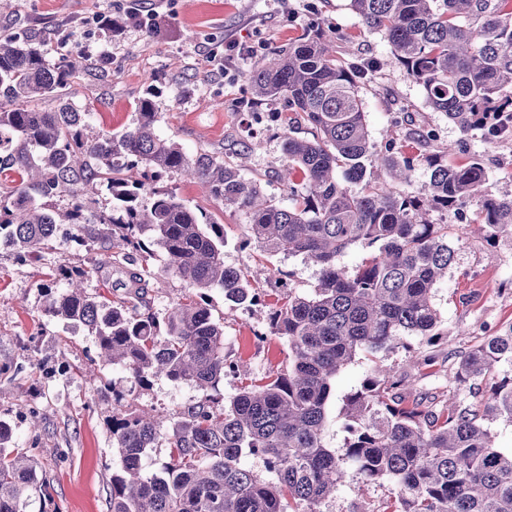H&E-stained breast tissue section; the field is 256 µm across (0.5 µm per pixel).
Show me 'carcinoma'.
I'll list each match as a JSON object with an SVG mask.
<instances>
[{
    "instance_id": "1",
    "label": "carcinoma",
    "mask_w": 512,
    "mask_h": 512,
    "mask_svg": "<svg viewBox=\"0 0 512 512\" xmlns=\"http://www.w3.org/2000/svg\"><path fill=\"white\" fill-rule=\"evenodd\" d=\"M369 32L392 46V63L424 91L427 105L467 135L498 133L512 120V0H350ZM334 31L316 26L265 56L249 74L259 100L288 101L282 148L288 206L260 181L207 152L187 153L156 131L150 96L136 103L135 124L89 134L90 112L65 94L79 65L47 58L44 35L0 33V246L20 258L63 246L60 226L96 254L62 267L64 290L47 295L53 319L82 325L98 338L100 357L120 363L141 384L155 377L194 383L202 396L171 421L117 409L109 430L118 467L110 512H322L348 468L392 487L382 512H512V451L495 443L488 422H512V377L490 396L435 410L413 395L414 380L376 367L345 396L346 436L328 446L329 404L341 373L361 355L407 347L406 337L440 336L435 292L454 261L448 225L428 219L474 201L488 239L512 232V197L496 195L477 158L454 162L451 144L431 146L432 133L406 129L404 140L430 171L417 193L413 165L402 152L371 142L359 95L367 69L336 56ZM52 99L54 108L30 103ZM306 127L311 139L295 135ZM180 174L206 187L224 208L247 218L244 245L271 256L301 255L318 268L308 295L272 296L252 287L244 270L224 265V225L162 186ZM362 184L352 193L341 179ZM107 191L110 208L94 209L85 190ZM152 195L149 206L141 195ZM70 198L64 211L50 201ZM370 253L353 268L337 264L348 249ZM165 256L163 272L195 293L163 312L148 298L142 255ZM118 251L124 279L109 299L81 287L100 268L99 255ZM220 288L235 307L264 304L266 331L285 340L288 366L247 377L227 405L211 394L238 365L224 356V324L212 318L209 293ZM512 369V323L458 354L454 380L472 384L497 368ZM13 433L0 419V512H25L47 490L31 456L3 455ZM166 442L169 459L143 473L150 449ZM262 461L266 475L245 464Z\"/></svg>"
}]
</instances>
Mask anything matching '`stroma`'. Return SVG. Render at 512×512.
Here are the masks:
<instances>
[{"mask_svg":"<svg viewBox=\"0 0 512 512\" xmlns=\"http://www.w3.org/2000/svg\"><path fill=\"white\" fill-rule=\"evenodd\" d=\"M125 0H0V32L38 31L49 38L47 57L82 58L86 65L67 89L72 100L89 106L94 130L115 132L136 122L135 103L156 89L159 135L174 139L190 153L206 151L231 165H244L260 179L265 192L287 203L288 192L277 179L287 160L272 115L287 112L284 99L256 100L249 71L254 62L316 25L335 29L346 57L382 61L383 69L361 84L370 137L377 149L402 143V117L432 130L435 145L453 144L458 160L481 159L488 184L501 196H512V133L496 137L475 131L462 135L456 126L425 102L420 86L392 65L391 48L379 33L364 31L349 0H152L161 27L150 37L134 20L125 19ZM108 13L119 19L116 32L100 30L94 17ZM235 41L243 51L229 70L209 59V50ZM108 56L110 72H100L92 59ZM164 185L185 203L204 210L223 224L226 265L244 269L253 287L310 293L318 269L299 256L267 257L257 247H242L245 218L225 210L197 182L179 174ZM433 223L448 227L455 258L440 284L436 305L442 338L434 367L420 370L417 387L435 403L448 396L473 403V389L457 385V355L512 322V233L487 242L478 232V209L469 203L457 210H433ZM84 246L71 242L36 260H19L15 251L0 248V419L13 430L16 453L33 456L50 483L44 496H32L27 512H109L112 438L107 422L119 402L172 419L197 401L200 392L189 382L164 377L149 386L136 384L128 372L97 362L98 342L87 328L50 318L44 308L47 285L61 266L86 263ZM149 296L153 308H167L188 294L178 278L162 275V254L147 257ZM279 267L280 282L268 279ZM213 317L224 324V352L236 359L240 373L219 384L223 398L236 393L242 376H259L286 366L287 347L270 337L256 344L252 332L264 328L269 310L263 306L233 307L221 290L210 293ZM373 363L360 358L337 384L330 403L327 440L340 447L345 395L358 389ZM95 373L96 384L85 381ZM40 428H33V421ZM389 486L363 484L348 472L324 512H378Z\"/></svg>","mask_w":512,"mask_h":512,"instance_id":"stroma-1","label":"stroma"}]
</instances>
